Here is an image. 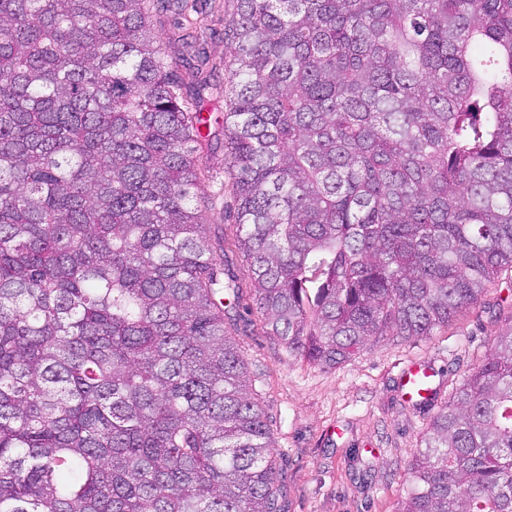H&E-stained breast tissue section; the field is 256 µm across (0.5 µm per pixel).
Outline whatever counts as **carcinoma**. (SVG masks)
Returning a JSON list of instances; mask_svg holds the SVG:
<instances>
[{"label": "carcinoma", "instance_id": "cac0c4a2", "mask_svg": "<svg viewBox=\"0 0 512 512\" xmlns=\"http://www.w3.org/2000/svg\"><path fill=\"white\" fill-rule=\"evenodd\" d=\"M150 0H0V512H279L193 207L209 101ZM226 164L256 310L308 361L512 270V0H236ZM396 512H512V324Z\"/></svg>", "mask_w": 512, "mask_h": 512}]
</instances>
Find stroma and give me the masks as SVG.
Instances as JSON below:
<instances>
[{"mask_svg": "<svg viewBox=\"0 0 512 512\" xmlns=\"http://www.w3.org/2000/svg\"><path fill=\"white\" fill-rule=\"evenodd\" d=\"M234 10L235 0H188L185 16L158 7L151 24L174 58L184 97L194 93L188 70L197 65L216 96L201 148L205 169L194 192L202 221L210 236L223 238L224 262L241 287L225 327L276 440L281 512H395L409 489L407 468L425 428L464 375L486 358L493 337L512 323V272L489 285L480 308L460 313L434 336H388L331 368L289 353L255 309L251 266L237 247L222 100L229 76L224 26ZM419 362L434 369L437 384L433 404L422 407L398 390L402 369Z\"/></svg>", "mask_w": 512, "mask_h": 512, "instance_id": "stroma-1", "label": "stroma"}]
</instances>
